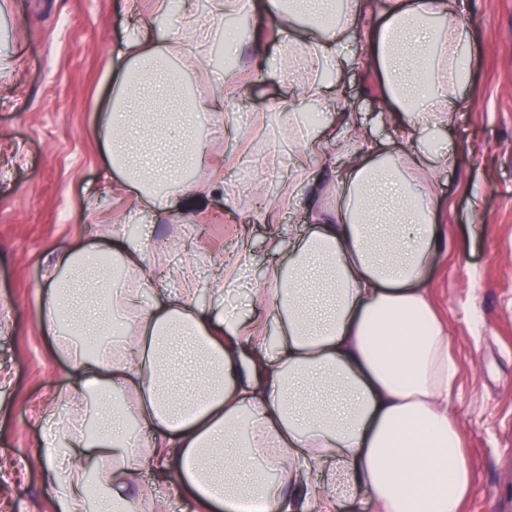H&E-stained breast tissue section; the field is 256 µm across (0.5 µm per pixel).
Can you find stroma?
Segmentation results:
<instances>
[{
	"label": "stroma",
	"instance_id": "stroma-1",
	"mask_svg": "<svg viewBox=\"0 0 512 512\" xmlns=\"http://www.w3.org/2000/svg\"><path fill=\"white\" fill-rule=\"evenodd\" d=\"M0 51L21 63L0 79V512H57L37 462L41 412L68 382V368L39 325V292L60 244L110 233L85 205L103 167L94 116L110 96L112 46L133 19L123 0H10ZM472 77L463 106L440 136L462 152L440 176L437 199L443 247L426 276L434 307L448 324L458 378L450 413L460 428L474 491L461 512H512V0H467ZM345 120L364 140L386 141L374 123L384 88L376 73L348 68ZM236 122L211 145L230 178L250 177L232 214L213 198L181 221L145 213L154 225L146 299L170 294L164 269L191 261L223 278L222 259L239 237L253 243L256 272L287 258L289 243L269 246L270 228L251 210L254 198L287 196L260 164L275 148L288 87L249 76Z\"/></svg>",
	"mask_w": 512,
	"mask_h": 512
}]
</instances>
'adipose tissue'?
I'll list each match as a JSON object with an SVG mask.
<instances>
[{
	"label": "adipose tissue",
	"mask_w": 512,
	"mask_h": 512,
	"mask_svg": "<svg viewBox=\"0 0 512 512\" xmlns=\"http://www.w3.org/2000/svg\"><path fill=\"white\" fill-rule=\"evenodd\" d=\"M124 2L134 35L112 51V96L95 122L112 170L102 185L119 200L112 234L59 246L40 296V325L71 370L59 405L42 412L39 462L59 512H136L129 490L149 466L172 495L218 512L250 502L340 512L366 501L376 512H460L473 477L448 412V330L425 274L441 246L437 176L460 160L435 141L471 76L465 0H386L379 14L372 0H344L333 22L335 0H210L205 15L188 5L170 14V0L149 14ZM232 15L253 17L251 41L225 24ZM359 32L370 44L361 55L351 49ZM215 42L288 86L290 152L344 160L336 206L312 211L300 188L317 179L295 163L287 200L262 203L271 247L282 212L312 220L285 261L254 275L242 238L208 304L197 299L200 275L181 266L167 271L176 291L148 304L150 237L128 236L125 224L246 192L210 152L235 119L226 106L242 97L240 78L225 72L206 90L169 70L173 58L186 71L203 65ZM352 64L384 80L377 119L395 128L386 142L365 147L358 129L333 125ZM187 166L207 170V183L183 181ZM243 281L264 322L225 310V289Z\"/></svg>",
	"instance_id": "obj_1"
}]
</instances>
